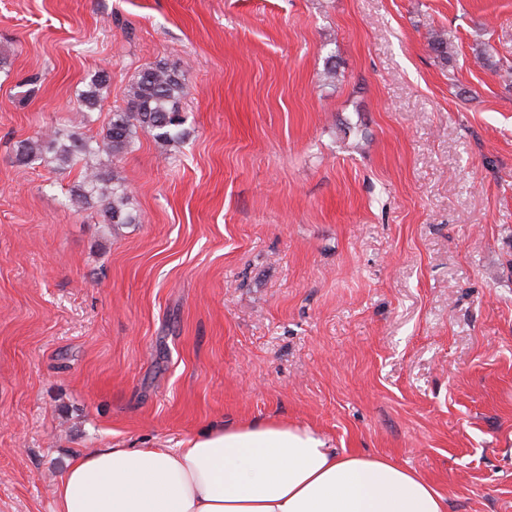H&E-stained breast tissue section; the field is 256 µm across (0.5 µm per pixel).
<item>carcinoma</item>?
I'll return each instance as SVG.
<instances>
[{
	"label": "carcinoma",
	"instance_id": "obj_1",
	"mask_svg": "<svg viewBox=\"0 0 512 512\" xmlns=\"http://www.w3.org/2000/svg\"><path fill=\"white\" fill-rule=\"evenodd\" d=\"M430 47L437 61L448 65V33H436ZM110 84L108 71L94 72L78 95L79 121L70 120L61 128L18 142L15 158L23 164L42 161L63 170L81 165L82 179L71 190V204H96L106 223L130 224L135 218L126 211V188L117 174L103 169L100 156L121 160L134 150L141 134L150 135L162 146L180 140V104L191 94L192 84L188 70L177 63L159 61L140 70L126 87V107L112 112L102 136L95 141L80 132V125L84 124L86 113L100 106Z\"/></svg>",
	"mask_w": 512,
	"mask_h": 512
}]
</instances>
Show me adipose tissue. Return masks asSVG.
<instances>
[{"label": "adipose tissue", "instance_id": "1", "mask_svg": "<svg viewBox=\"0 0 512 512\" xmlns=\"http://www.w3.org/2000/svg\"><path fill=\"white\" fill-rule=\"evenodd\" d=\"M52 512H447L413 470L340 454L279 419L216 423L181 447L90 448L53 490Z\"/></svg>", "mask_w": 512, "mask_h": 512}]
</instances>
